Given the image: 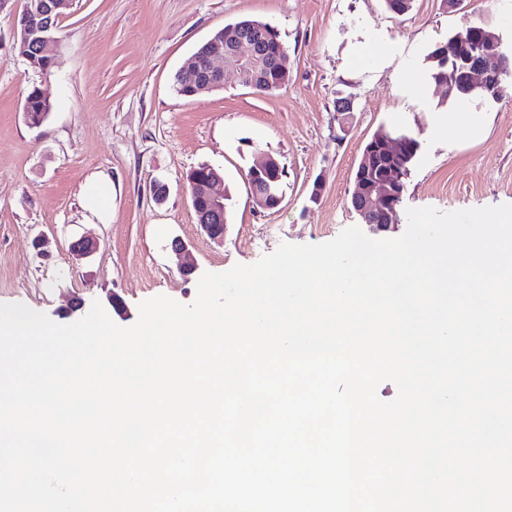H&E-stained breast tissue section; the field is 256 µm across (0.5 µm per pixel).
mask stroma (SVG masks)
<instances>
[{"label": "stroma", "mask_w": 512, "mask_h": 512, "mask_svg": "<svg viewBox=\"0 0 512 512\" xmlns=\"http://www.w3.org/2000/svg\"><path fill=\"white\" fill-rule=\"evenodd\" d=\"M22 0H0V303H21L58 324L100 301L119 326L142 301L192 303L201 274L251 264L280 244H317L359 225L350 198L365 143L383 126L420 144L401 209L448 212L512 204V84L496 101L449 100L429 78L428 54L478 20L512 44V0H415L403 16L383 0H75L60 17L43 74L13 49ZM241 19L270 23L288 51L285 86L258 94L226 74L222 89L186 98L175 79L213 32ZM54 103L29 126L24 97ZM353 97L348 123L336 100ZM488 120L468 138L448 124L459 109ZM285 169L282 202L255 207L245 175L257 152ZM224 175L223 242L200 228L187 176ZM167 183L163 203L154 180ZM106 191L103 218L84 206L89 181ZM45 235L44 251L33 240ZM98 239L78 260L71 241ZM187 245L196 272L170 251Z\"/></svg>", "instance_id": "35a3bbf8"}]
</instances>
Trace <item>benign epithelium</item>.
<instances>
[{
	"mask_svg": "<svg viewBox=\"0 0 512 512\" xmlns=\"http://www.w3.org/2000/svg\"><path fill=\"white\" fill-rule=\"evenodd\" d=\"M281 57L263 44V38L242 27H237L235 42L224 50V42L213 40L211 50L193 57L189 76L183 78L190 86L207 85L218 88L224 85V73H234L239 82L248 88L261 90L265 87L267 73L280 66ZM448 82L442 84L448 95L469 98L488 97L497 100L503 94L505 79L512 73L500 35L489 25L471 26L458 33L452 48L448 50ZM373 150L391 158H411L417 149L403 138L387 135L376 139ZM371 155H366L355 178L352 201L356 210L374 231H386L394 224V205L401 197L402 167L394 165L383 177L366 181ZM207 175L191 181V200L200 197L206 207L195 210L197 224L214 241L224 240V233L216 227L225 225L224 194L215 190L223 177L215 168L206 167ZM282 168L268 154H260L247 176L252 203L264 210H274L281 203V196L272 190V184L281 178ZM99 249V242L82 236L71 243V253L77 259H86Z\"/></svg>",
	"mask_w": 512,
	"mask_h": 512,
	"instance_id": "benign-epithelium-1",
	"label": "benign epithelium"
}]
</instances>
